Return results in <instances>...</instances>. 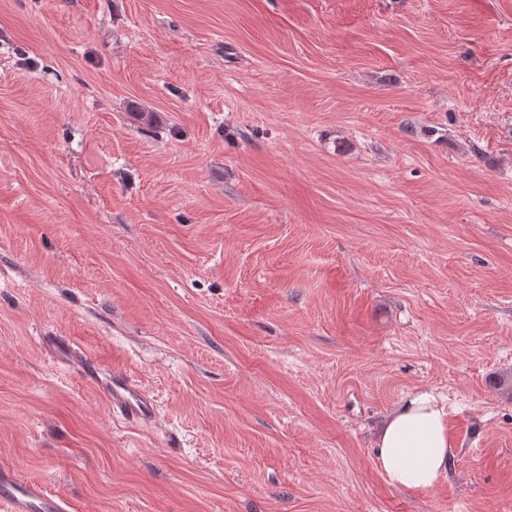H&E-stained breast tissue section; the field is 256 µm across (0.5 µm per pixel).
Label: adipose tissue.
Here are the masks:
<instances>
[{
  "label": "adipose tissue",
  "mask_w": 512,
  "mask_h": 512,
  "mask_svg": "<svg viewBox=\"0 0 512 512\" xmlns=\"http://www.w3.org/2000/svg\"><path fill=\"white\" fill-rule=\"evenodd\" d=\"M453 448L445 405L433 392L421 391L384 419L375 462L391 486L425 490L445 476Z\"/></svg>",
  "instance_id": "1"
}]
</instances>
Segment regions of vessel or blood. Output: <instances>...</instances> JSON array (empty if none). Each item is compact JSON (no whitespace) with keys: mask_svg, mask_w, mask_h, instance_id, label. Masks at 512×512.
I'll return each instance as SVG.
<instances>
[{"mask_svg":"<svg viewBox=\"0 0 512 512\" xmlns=\"http://www.w3.org/2000/svg\"><path fill=\"white\" fill-rule=\"evenodd\" d=\"M44 343L57 361L71 367L107 400L113 415L132 423H147L157 414L155 397L139 382L116 368L77 352L70 339L45 337ZM0 506L7 512H64L58 498L16 477L10 467L0 466Z\"/></svg>","mask_w":512,"mask_h":512,"instance_id":"obj_1","label":"vessel or blood"}]
</instances>
